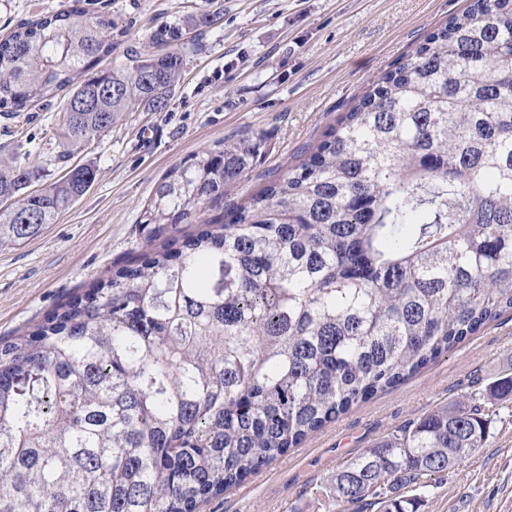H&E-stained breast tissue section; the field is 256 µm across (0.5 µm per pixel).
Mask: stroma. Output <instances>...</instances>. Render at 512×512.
Segmentation results:
<instances>
[{
  "label": "stroma",
  "mask_w": 512,
  "mask_h": 512,
  "mask_svg": "<svg viewBox=\"0 0 512 512\" xmlns=\"http://www.w3.org/2000/svg\"><path fill=\"white\" fill-rule=\"evenodd\" d=\"M68 0H0V30L64 8ZM469 0H95L112 22V65L154 51L152 32L203 9L221 25L181 46L184 66L165 111L122 113L102 136L61 146L65 97L20 117H0V163L37 165V190L89 164L93 185L41 235L0 250V343L129 259L158 248L142 209L164 173L206 150L256 135L265 157L203 218L222 216L286 174L369 85L397 67ZM512 372V313L409 377L354 404L257 475L199 506V512H329L336 469L437 404L463 399L472 382ZM419 512H512V411L501 410L486 444L422 491Z\"/></svg>",
  "instance_id": "35a3bbf8"
}]
</instances>
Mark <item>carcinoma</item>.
<instances>
[{"instance_id": "cac0c4a2", "label": "carcinoma", "mask_w": 512, "mask_h": 512, "mask_svg": "<svg viewBox=\"0 0 512 512\" xmlns=\"http://www.w3.org/2000/svg\"><path fill=\"white\" fill-rule=\"evenodd\" d=\"M219 11L158 28L162 54L99 68L112 19L84 0L0 40V116L68 93L63 151L121 113L162 112L178 46ZM263 136L176 164L144 206L197 219L265 154ZM0 165V248L83 196L90 165L29 192ZM512 311V0H471L378 78L287 175L120 267L0 344V512H197L354 404ZM512 375L394 430L341 466L328 498L418 512L483 447Z\"/></svg>"}]
</instances>
